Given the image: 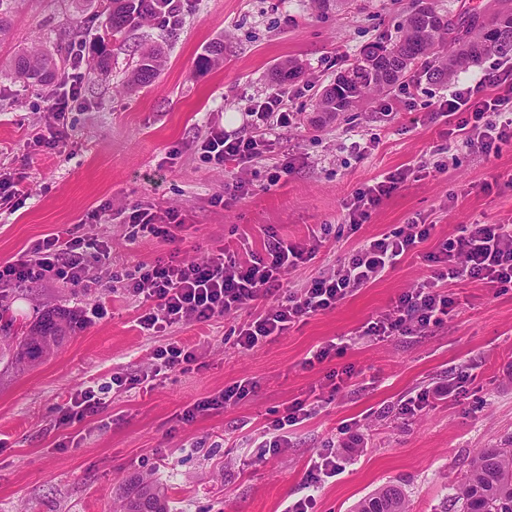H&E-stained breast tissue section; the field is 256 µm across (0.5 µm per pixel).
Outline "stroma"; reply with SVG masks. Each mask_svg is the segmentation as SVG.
Returning a JSON list of instances; mask_svg holds the SVG:
<instances>
[{
    "label": "stroma",
    "instance_id": "35a3bbf8",
    "mask_svg": "<svg viewBox=\"0 0 512 512\" xmlns=\"http://www.w3.org/2000/svg\"><path fill=\"white\" fill-rule=\"evenodd\" d=\"M411 3L355 0L349 13L337 14L318 10L313 0H186L183 23L172 32L154 23L103 44L101 27L88 28L86 58L106 51L112 67L84 78L61 152L35 153L27 140L53 121L50 92L24 88L7 60L19 45L49 49L67 41L72 19L97 6L14 0L13 38L0 43V169L22 175L29 198L19 210L0 208V261L104 203L116 212L135 204L175 209L187 229L176 242L131 243L119 221L96 225L94 233L112 242L109 261L93 266L97 287L9 289L17 326L29 327L54 309L77 323L38 366L19 369L0 360V512H118L130 481L142 476L163 490L171 512H283L309 492L313 512H352L389 483L402 487L410 512H446L474 452L512 435V289L455 284L448 292L456 307L432 333L354 338L429 275L424 256L440 242L475 222L512 224V145L488 155L448 137L444 119L427 117L459 85L480 78L488 62L444 84L431 83L419 66L354 111L324 119L313 110L317 93L363 46L396 33ZM146 36L164 43L168 62L151 86L135 88L124 73ZM215 42L224 45L223 64L196 69ZM287 58L303 65L288 85L301 92L292 101L296 126L278 130L262 160L221 171L203 165L196 143L207 127L242 129L254 102L274 90L272 70ZM423 158L445 167L409 176L360 227L345 224V207L360 189ZM285 159L291 173L269 185L272 163ZM233 180L247 184L248 196L229 208L217 205ZM415 220L431 224V235L393 270L251 350L235 344L231 316L191 322L166 337L147 335L137 322L140 300L110 288L116 265L173 255L198 260L213 248L236 251L244 243L259 252L267 231L298 240L315 225H331L316 258L283 281L284 295L338 267L363 241ZM96 304L107 316L83 323ZM338 338L349 342L341 355L304 368L310 351ZM171 340L192 347L196 361L185 372L157 373L154 353ZM467 365L475 379L465 394L412 418L390 413L406 393ZM345 370L351 380L334 385L331 374ZM134 375L142 379L135 388L111 384L112 377ZM241 379L255 389L237 405L178 421L186 406ZM101 384L107 391L97 416L58 426L60 406ZM298 401L319 407L293 428L288 448L265 453L258 446L265 426ZM355 424L367 447L340 450L334 476L311 480L313 456Z\"/></svg>",
    "mask_w": 512,
    "mask_h": 512
}]
</instances>
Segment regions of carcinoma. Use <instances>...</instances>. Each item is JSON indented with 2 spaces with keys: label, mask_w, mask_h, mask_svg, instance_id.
Instances as JSON below:
<instances>
[{
  "label": "carcinoma",
  "mask_w": 512,
  "mask_h": 512,
  "mask_svg": "<svg viewBox=\"0 0 512 512\" xmlns=\"http://www.w3.org/2000/svg\"><path fill=\"white\" fill-rule=\"evenodd\" d=\"M99 14L106 16V29L116 36L142 27L163 8L162 0H100ZM435 11L429 0H413L401 22L398 35L367 45L356 62L324 89L316 100L318 112H349L371 94L390 91L406 73L422 64L434 83H444L486 57H512V7L503 5L485 21L473 13L448 19L442 31L427 27L424 16ZM68 45L55 52L43 48L19 49L11 60L15 77L28 86L43 87L58 82L65 74ZM224 56V44L216 42L198 59L200 69H208ZM164 65L157 45L140 47L129 82L146 87L152 84ZM302 73L295 59L283 61L275 80L284 85ZM73 329V318L62 312L43 315L20 336L0 338V346L17 362L36 364L52 346L64 341ZM454 499L461 512H512V437L492 448H481L473 455L464 479L454 488ZM123 512H167L163 492L151 482L133 479L125 497ZM355 512H408L401 486L388 484L359 501Z\"/></svg>",
  "instance_id": "1"
}]
</instances>
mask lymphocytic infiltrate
<instances>
[{
    "label": "lymphocytic infiltrate",
    "mask_w": 512,
    "mask_h": 512,
    "mask_svg": "<svg viewBox=\"0 0 512 512\" xmlns=\"http://www.w3.org/2000/svg\"><path fill=\"white\" fill-rule=\"evenodd\" d=\"M82 78L79 72L66 75L62 92L49 105L56 124L47 133L29 140L30 148L49 153L66 140L63 120L81 94ZM434 113L447 119L452 135L484 152L511 143L512 67H490L481 78L439 100ZM295 118L284 91H272L250 109L243 130L231 134L223 128L210 127L199 145V158L216 168L229 161L249 164L266 153L272 131L291 127ZM407 179V171L390 172L357 192L347 206L349 224H363L370 212ZM122 222L126 238L132 242L148 237L173 242L185 229L179 211L159 213L140 204L124 210ZM330 230V225H319L301 241L284 239L272 232L263 252L251 251L243 258L219 247L198 261L186 262L172 256L140 262L113 274L112 285L142 300L145 310L138 324L153 336L188 320L207 322L248 311V320L238 323L233 333L237 345L249 350L284 335L303 318L335 309L360 288L382 278L430 236L432 227L413 223L406 229L367 240L336 274L318 275L306 287L279 295L282 281L315 258ZM111 252L109 238L83 232L77 224L33 242L17 258L1 261L0 287L44 281L85 288L89 285L91 263L109 259ZM425 259L430 267L429 277L402 292L390 309L368 321L360 330V337L381 340L415 336L440 327L455 307L454 299L440 289L444 283L481 282L503 291L512 288V225H469L457 239L440 243ZM473 379V373L462 370L445 379L430 380L400 398L391 410L405 418L416 416L457 396ZM253 389L251 380L237 381L188 406L178 419L188 423L197 415L234 406ZM315 411L312 403L298 402L288 407L285 415L267 426L262 447L270 454H279L288 445L290 429Z\"/></svg>",
    "instance_id": "lymphocytic-infiltrate-1"
}]
</instances>
